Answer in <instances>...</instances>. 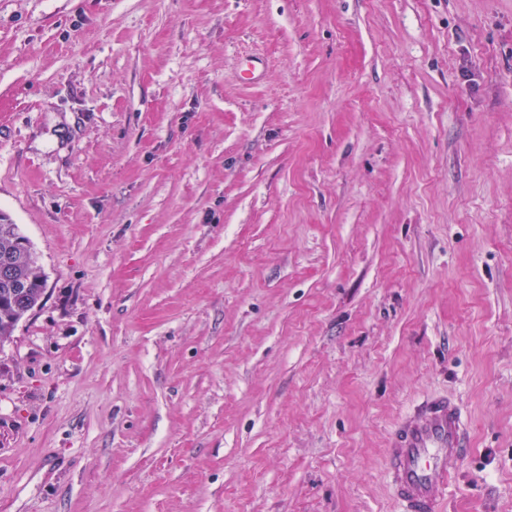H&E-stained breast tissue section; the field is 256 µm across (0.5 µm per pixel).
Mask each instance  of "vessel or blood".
<instances>
[{"mask_svg":"<svg viewBox=\"0 0 512 512\" xmlns=\"http://www.w3.org/2000/svg\"><path fill=\"white\" fill-rule=\"evenodd\" d=\"M466 442L461 408L451 397H428L399 418L386 444V477L399 512H441Z\"/></svg>","mask_w":512,"mask_h":512,"instance_id":"1","label":"vessel or blood"}]
</instances>
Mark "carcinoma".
<instances>
[{"label":"carcinoma","mask_w":512,"mask_h":512,"mask_svg":"<svg viewBox=\"0 0 512 512\" xmlns=\"http://www.w3.org/2000/svg\"><path fill=\"white\" fill-rule=\"evenodd\" d=\"M10 257L9 275L0 274V345L8 342L19 324L40 306L45 275L33 248L17 224L0 222V264Z\"/></svg>","instance_id":"cac0c4a2"}]
</instances>
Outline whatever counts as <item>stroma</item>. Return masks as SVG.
I'll use <instances>...</instances> for the list:
<instances>
[{"label": "stroma", "instance_id": "obj_1", "mask_svg": "<svg viewBox=\"0 0 512 512\" xmlns=\"http://www.w3.org/2000/svg\"><path fill=\"white\" fill-rule=\"evenodd\" d=\"M0 218V512H512V0H0ZM5 253L10 272L0 274V345L8 342L19 324L39 307L45 293V275L19 225L0 222V266ZM466 442L461 408L448 395L428 397L399 418L387 439L386 477L400 512H441Z\"/></svg>", "mask_w": 512, "mask_h": 512}]
</instances>
